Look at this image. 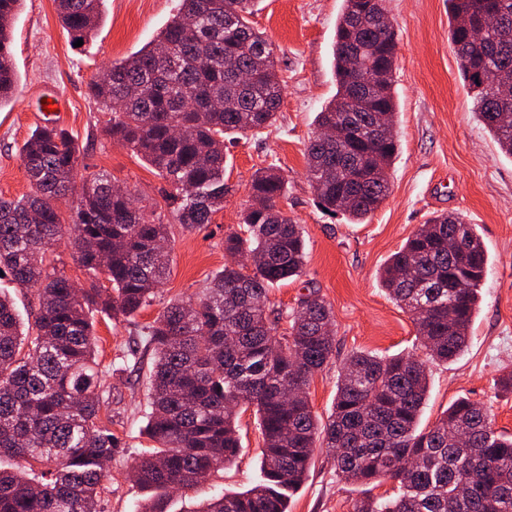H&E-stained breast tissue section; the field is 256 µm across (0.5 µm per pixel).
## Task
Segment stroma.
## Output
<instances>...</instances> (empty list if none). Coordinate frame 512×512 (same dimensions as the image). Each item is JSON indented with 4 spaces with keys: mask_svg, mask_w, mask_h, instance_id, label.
Returning a JSON list of instances; mask_svg holds the SVG:
<instances>
[{
    "mask_svg": "<svg viewBox=\"0 0 512 512\" xmlns=\"http://www.w3.org/2000/svg\"><path fill=\"white\" fill-rule=\"evenodd\" d=\"M342 0H253L255 27L275 44L278 68L286 80L276 125L256 136L226 143L223 209L201 228L174 225L170 273L156 303L135 321L96 316L103 367L119 361L140 339L171 299L188 298L204 288L230 260L224 237L236 229L250 203L253 173L275 165L288 180L280 206L302 227L306 265L301 280L270 293V306L290 310L306 287L318 289L335 316L336 357L308 388L320 421L331 415L338 362L355 351L385 357L420 354L408 313L392 301L379 273L421 224L438 213L475 224L490 258L482 303L469 329V346L456 361L429 363L428 395L420 428H427L455 400L484 404L497 431L512 435V393L499 390V376L512 372V157L503 154L473 110L449 39L448 0H389L398 35L394 73L399 150L391 166V194L362 224L347 223L318 207L308 178L306 145L316 132L315 117L336 94L332 65ZM178 0H104L105 19L82 46L62 28L55 0H24L13 29L18 73L15 93L0 108V197L18 198L30 190L19 149L43 117L37 104L60 95L58 120L78 143L79 164L103 171L127 186L143 205L159 201L163 181L136 154L106 136L109 115L87 96L92 79L116 60L152 41L177 12ZM152 351L138 364L108 377L112 431L126 443L105 479L110 492L104 512H135L143 497L132 469L150 442L143 434L149 410L148 377ZM241 448L235 462L173 496L169 512H198L216 492H243L260 476L264 446L257 419L242 413ZM363 486L344 480L328 449H315L307 479L289 502V512H353Z\"/></svg>",
    "mask_w": 512,
    "mask_h": 512,
    "instance_id": "obj_1",
    "label": "stroma"
}]
</instances>
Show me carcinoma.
Masks as SVG:
<instances>
[{
    "instance_id": "1",
    "label": "carcinoma",
    "mask_w": 512,
    "mask_h": 512,
    "mask_svg": "<svg viewBox=\"0 0 512 512\" xmlns=\"http://www.w3.org/2000/svg\"><path fill=\"white\" fill-rule=\"evenodd\" d=\"M104 0H57L72 41L88 39ZM251 0H179L177 14L149 44L114 62L88 84L110 112L107 135L141 157L165 182L173 219L145 212L112 192V178L67 176L80 149L55 124L36 127L20 151L31 192L0 197V277L36 288L34 333L0 295V512H100L103 478L125 447L112 432L107 370L96 356L94 313L133 320L152 306L167 279L172 223L201 228L224 208V142L273 125L284 80L275 47L249 20ZM387 0H344L333 47L337 92L317 113L336 137L307 145L318 205L362 224L390 192L398 151L393 73L395 29L381 26ZM449 36L474 112L512 157V0H448ZM22 0H0V107L15 91L11 32ZM496 80L492 88L483 77ZM183 134L176 138L173 128ZM287 180L268 166L253 174L251 203L224 251L226 265L186 300L168 302L144 326L154 351L145 449L135 470L150 491L136 512H165L170 492H185L232 463L239 414L253 409L265 448L260 480L220 493L199 512H288L316 443L333 453L353 483L397 484L393 496L366 497L354 512H512V436L494 429L488 410L456 400L429 429L418 430L426 366L414 356L354 352L340 366L327 423L309 404L310 379L336 352L331 307L312 288L287 312L269 308V291L299 279L306 262L299 225L278 206ZM77 197L72 223L58 201ZM92 288L79 294L47 263L62 240ZM487 249L458 215L430 218L380 273L389 296L413 320L429 359L448 363L467 347L482 299ZM105 275L110 287L96 282ZM464 279L457 293L448 275ZM288 327L279 332L278 325Z\"/></svg>"
}]
</instances>
